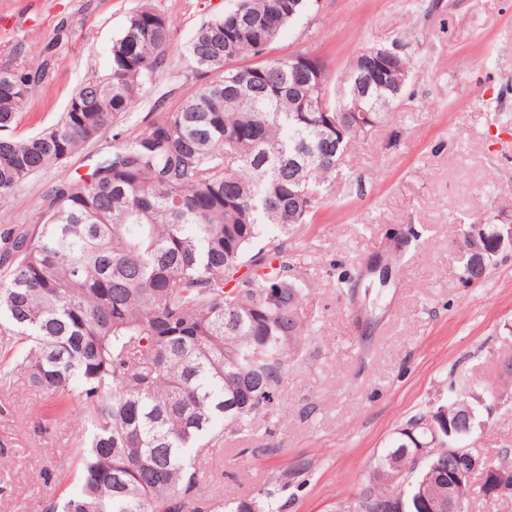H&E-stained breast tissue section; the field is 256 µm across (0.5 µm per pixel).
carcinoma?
<instances>
[{
	"instance_id": "carcinoma-1",
	"label": "carcinoma",
	"mask_w": 512,
	"mask_h": 512,
	"mask_svg": "<svg viewBox=\"0 0 512 512\" xmlns=\"http://www.w3.org/2000/svg\"><path fill=\"white\" fill-rule=\"evenodd\" d=\"M308 2L235 0L203 22L189 46L204 79L194 93L100 157L93 181L56 185L44 220L0 223V386L23 375L56 415L76 412L92 429L78 490L45 512H273L263 499L226 503L202 486L215 449L278 414L281 384L306 353L312 322L288 238L312 222L360 139L343 107L366 53L304 111L307 76L271 55ZM174 26L146 0L113 41L108 74L73 93L89 111H66L30 136L10 131L47 63L0 67V196L118 124L163 66ZM323 108L339 116L344 139L323 133ZM500 228L463 230L468 277L482 276L475 251ZM450 393L436 413L453 423L476 400ZM428 417L394 432L372 469L374 512L422 492L448 512L450 491L469 512L473 480L448 489L462 457L436 440ZM419 444V466L401 470Z\"/></svg>"
}]
</instances>
